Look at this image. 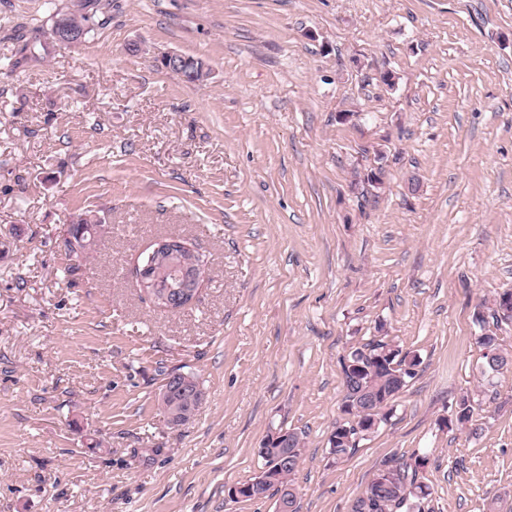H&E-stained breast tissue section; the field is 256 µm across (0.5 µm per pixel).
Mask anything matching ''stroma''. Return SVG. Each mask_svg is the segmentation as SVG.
I'll use <instances>...</instances> for the list:
<instances>
[{
	"label": "stroma",
	"mask_w": 512,
	"mask_h": 512,
	"mask_svg": "<svg viewBox=\"0 0 512 512\" xmlns=\"http://www.w3.org/2000/svg\"><path fill=\"white\" fill-rule=\"evenodd\" d=\"M74 2L0 0V512H276L229 490L281 430L299 512H351L415 453L426 512H512V369L477 344L512 352V322L474 316L512 289V0H112L68 48ZM171 235L206 262L176 314L130 275ZM380 338L420 364L336 458L341 361ZM176 369L204 391L179 427ZM468 393L475 434L448 422ZM98 1L99 0L84 1V3H81L79 5V8L77 9H62L63 11L58 9L55 12L53 16V25L51 27V32L54 29V27L58 24L56 20L57 17H60L61 15L64 16L63 20L66 22L68 26L67 27L65 23H60L58 29H56L53 34L55 41L59 45L72 47L75 44L76 41L74 38V33L70 30V28L75 30L76 33L82 38L76 45L78 46L86 42L90 33L94 31L96 26H102L106 23V21L103 22L104 19L98 21H96L95 19V17L97 16V12L106 7L105 4L102 6ZM51 32L50 36L52 38ZM100 221L91 218H80L76 223L68 224L65 229V239H68L64 246L69 255L85 257L89 255L96 246L97 231L95 227L100 226ZM478 343L484 350L483 358L485 363L482 372L498 373L512 366V353L509 355L507 351H504L498 336L488 333L482 334L478 337ZM178 371H171L166 374L164 378V384L162 385V391L168 387L169 392L162 394L160 393V405L163 408L167 418L174 425V421L186 415L192 416L197 410L198 406L204 397L203 389H197V386H201L197 377L190 372H183L190 376L191 380L186 381L182 377H178L181 382H169L170 376ZM183 385V388L181 386Z\"/></svg>",
	"instance_id": "obj_1"
}]
</instances>
